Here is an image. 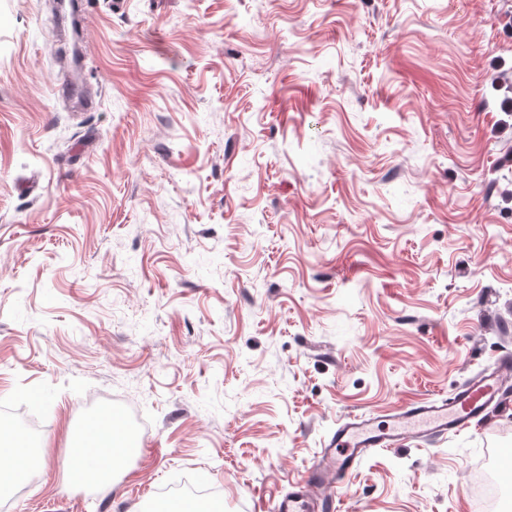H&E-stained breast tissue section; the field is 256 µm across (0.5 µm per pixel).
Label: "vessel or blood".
<instances>
[{
    "instance_id": "vessel-or-blood-1",
    "label": "vessel or blood",
    "mask_w": 512,
    "mask_h": 512,
    "mask_svg": "<svg viewBox=\"0 0 512 512\" xmlns=\"http://www.w3.org/2000/svg\"><path fill=\"white\" fill-rule=\"evenodd\" d=\"M509 378L512 359L503 358L491 373L470 380L451 398L422 400L382 421L363 414L345 417L312 461L306 479L276 498L270 512H323L370 449L398 448L477 426L498 405L500 388ZM77 452L86 469L102 471L109 465L89 438L81 439Z\"/></svg>"
}]
</instances>
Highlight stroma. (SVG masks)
<instances>
[{
	"mask_svg": "<svg viewBox=\"0 0 512 512\" xmlns=\"http://www.w3.org/2000/svg\"><path fill=\"white\" fill-rule=\"evenodd\" d=\"M0 0V512H132L206 472L266 512L341 418L512 355V0ZM69 86L68 94L58 89ZM145 424L64 481L88 394ZM477 429L374 449L336 512H476ZM26 445L22 440L14 441L9 445H2L0 448V487L9 485L12 482L13 474L26 464Z\"/></svg>",
	"mask_w": 512,
	"mask_h": 512,
	"instance_id": "1",
	"label": "stroma"
}]
</instances>
